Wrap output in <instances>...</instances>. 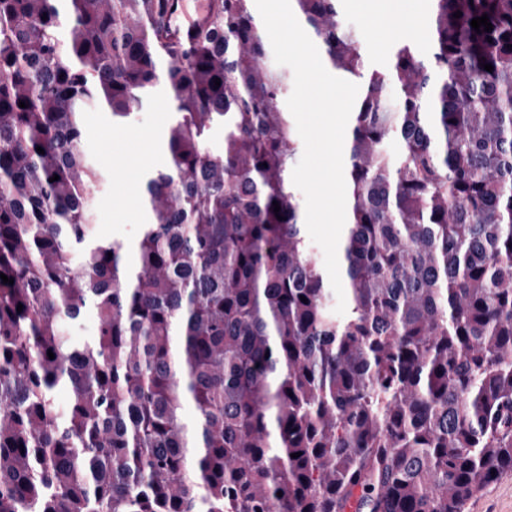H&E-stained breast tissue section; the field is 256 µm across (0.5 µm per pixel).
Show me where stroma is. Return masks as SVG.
I'll return each instance as SVG.
<instances>
[{
  "instance_id": "1",
  "label": "stroma",
  "mask_w": 512,
  "mask_h": 512,
  "mask_svg": "<svg viewBox=\"0 0 512 512\" xmlns=\"http://www.w3.org/2000/svg\"><path fill=\"white\" fill-rule=\"evenodd\" d=\"M341 10L356 36L367 69H384L390 53L381 49L375 38L377 12L366 0H342ZM171 119V107L162 93L145 104L128 126L113 124L109 113L92 107L86 110L83 151L88 162L102 172L92 194L96 238L128 246L139 225L146 222V212L127 209L121 197L140 194L147 172L165 164V152H143L139 136L151 132L156 138H163ZM464 512H512V471L501 474L470 499Z\"/></svg>"
}]
</instances>
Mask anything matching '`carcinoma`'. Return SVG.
I'll use <instances>...</instances> for the list:
<instances>
[{
    "mask_svg": "<svg viewBox=\"0 0 512 512\" xmlns=\"http://www.w3.org/2000/svg\"><path fill=\"white\" fill-rule=\"evenodd\" d=\"M251 2L177 46L163 0H0V512H464L512 470V0H429L427 51L370 72L341 0H291L361 89L342 315ZM159 87L130 261L91 234L82 114Z\"/></svg>",
    "mask_w": 512,
    "mask_h": 512,
    "instance_id": "1",
    "label": "carcinoma"
}]
</instances>
